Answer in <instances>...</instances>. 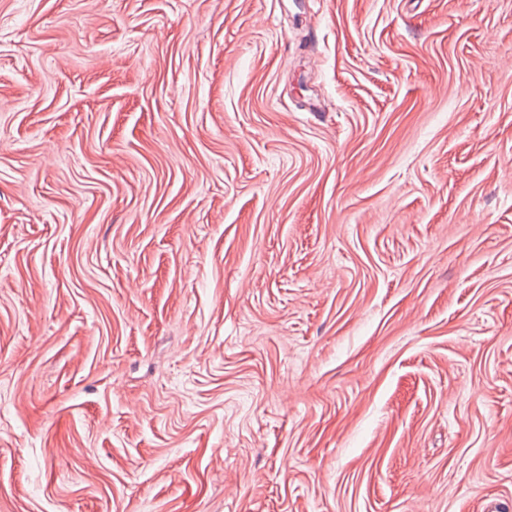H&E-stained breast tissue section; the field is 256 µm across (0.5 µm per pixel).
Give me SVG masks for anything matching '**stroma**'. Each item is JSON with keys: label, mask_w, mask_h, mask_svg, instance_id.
Returning a JSON list of instances; mask_svg holds the SVG:
<instances>
[{"label": "stroma", "mask_w": 512, "mask_h": 512, "mask_svg": "<svg viewBox=\"0 0 512 512\" xmlns=\"http://www.w3.org/2000/svg\"><path fill=\"white\" fill-rule=\"evenodd\" d=\"M512 503V0H0V512Z\"/></svg>", "instance_id": "35a3bbf8"}]
</instances>
